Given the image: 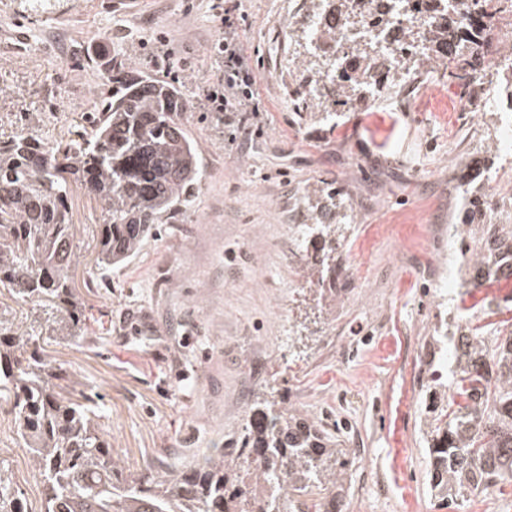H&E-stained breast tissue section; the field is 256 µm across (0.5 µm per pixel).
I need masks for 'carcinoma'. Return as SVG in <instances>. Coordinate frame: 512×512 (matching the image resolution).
I'll use <instances>...</instances> for the list:
<instances>
[{
	"label": "carcinoma",
	"mask_w": 512,
	"mask_h": 512,
	"mask_svg": "<svg viewBox=\"0 0 512 512\" xmlns=\"http://www.w3.org/2000/svg\"><path fill=\"white\" fill-rule=\"evenodd\" d=\"M343 0H309L320 16L322 47L302 60L308 73L301 81L306 108L327 103L332 111L352 110L399 87L403 79L373 64L380 47L359 17L383 23L386 0H364L360 14L340 15L351 61L339 71L330 54L336 29L326 15H336ZM431 9L415 0L410 26L394 37L393 60L416 76L448 65L449 76L473 84L487 78L478 56L492 54L485 33L453 30L454 53L443 55L430 39L418 49L419 34ZM107 93L99 110L82 126L67 130L68 140L49 139L20 130L0 141V288L16 303L46 308L53 331L72 343L80 322L70 270L74 257L73 214L69 198L87 193L99 211L100 249L95 269L104 273L137 255L155 226L191 208L192 189L201 178L196 148L181 121L189 100L174 82L142 75L124 63L101 64ZM461 224L469 239L459 250L458 283L477 288L492 276L483 255L500 249L512 224H485L491 198L473 192L465 181ZM309 220L318 233H304V249H313L311 275L331 271V243L346 224L336 211L343 200L324 182L304 196ZM432 345L440 362L425 363L420 389L424 407L420 430L425 444L427 480L432 496L457 502L467 496L512 488V330L470 332L460 314L434 328ZM68 378L49 363L35 337L0 320V410L19 425L17 443L25 448L38 478L40 506L34 510L15 471L0 463V512H267L274 489L281 512H340L347 472L340 461L348 453L314 417L286 400H257L235 448H215L192 464L165 467L159 455L130 466L112 453L92 398L67 396ZM258 457L250 482L241 466Z\"/></svg>",
	"instance_id": "carcinoma-1"
}]
</instances>
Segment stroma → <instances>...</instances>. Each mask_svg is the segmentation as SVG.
Here are the masks:
<instances>
[{
    "label": "stroma",
    "instance_id": "1",
    "mask_svg": "<svg viewBox=\"0 0 512 512\" xmlns=\"http://www.w3.org/2000/svg\"><path fill=\"white\" fill-rule=\"evenodd\" d=\"M224 7L48 0L34 13L0 0V136L63 133L94 111L102 83L83 60L98 48L177 82L202 170L194 207L104 275L95 271V203L73 193L83 339L46 346V360L104 409L125 461L161 452L175 467L235 447L252 401L276 393L345 441L348 497L364 512H512V497L495 492L449 507L432 497L419 432L420 362L452 305L437 283L462 204L460 166L477 151L512 183L494 149L500 113L467 109L478 89L437 67L329 123L296 103L298 47L288 32L306 0H243L241 39L267 111L233 136L204 96L224 75L210 52ZM165 54L166 71L154 64ZM322 181L355 215L333 255L332 297L311 282L286 229L305 223L302 198ZM0 461L39 507L13 431L0 433Z\"/></svg>",
    "mask_w": 512,
    "mask_h": 512
}]
</instances>
